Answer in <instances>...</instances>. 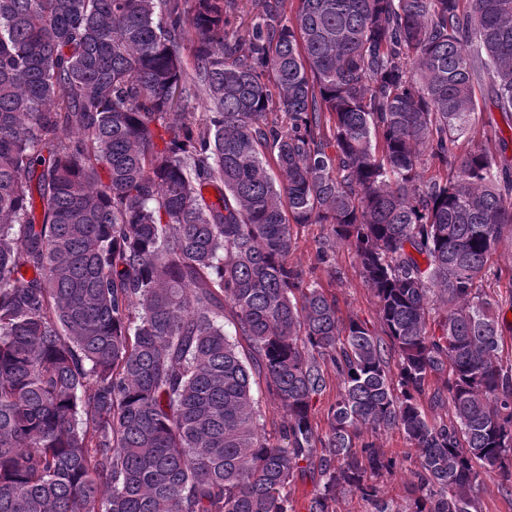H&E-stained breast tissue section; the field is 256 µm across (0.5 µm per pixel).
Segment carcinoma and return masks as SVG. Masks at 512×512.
Here are the masks:
<instances>
[{
	"instance_id": "1",
	"label": "carcinoma",
	"mask_w": 512,
	"mask_h": 512,
	"mask_svg": "<svg viewBox=\"0 0 512 512\" xmlns=\"http://www.w3.org/2000/svg\"><path fill=\"white\" fill-rule=\"evenodd\" d=\"M484 76L511 113L512 0H0V512H294L307 476V512H478L512 483ZM293 224L354 249L382 334L288 264ZM481 93L477 89V96L479 98V107L476 109L473 115V125L480 132H486V137H482V134L477 135V141L479 145L490 150L492 153H497L498 142L495 140L493 135V126L498 125L499 127L507 130V125L503 119L502 112L490 103V90L487 84L482 81ZM259 409L266 421L268 430L272 429L274 425L278 426L283 421V411L279 403L268 394L264 385L259 393ZM373 440L387 454L396 455L401 460L400 468L393 475H387L379 481L384 498L401 503L405 495V486L414 480L412 472L415 468L417 450L397 431L381 432ZM477 507L480 512H512L511 496L504 492L497 474L483 475L477 494Z\"/></svg>"
}]
</instances>
